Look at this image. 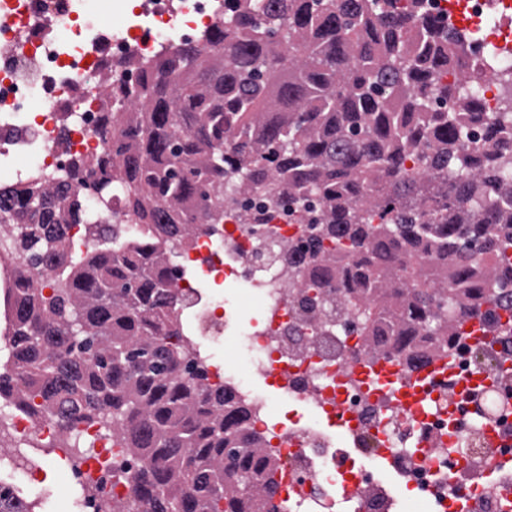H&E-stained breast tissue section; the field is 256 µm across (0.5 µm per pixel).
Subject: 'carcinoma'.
<instances>
[{
	"label": "carcinoma",
	"mask_w": 512,
	"mask_h": 512,
	"mask_svg": "<svg viewBox=\"0 0 512 512\" xmlns=\"http://www.w3.org/2000/svg\"><path fill=\"white\" fill-rule=\"evenodd\" d=\"M223 2L205 44L140 64L101 113L112 147L59 170L57 205L32 178L0 210L30 270L11 336L21 410L117 426L149 512H261L257 489L274 483L276 461L242 435L247 409L209 382L173 316L166 248L224 222V181L268 188L272 210L317 200L284 262L303 263L308 289L341 281L373 338L410 324L430 341L455 305L512 288V102L485 115L477 76L445 81L465 33L427 0ZM116 193L133 235L97 224ZM69 224L101 243L73 249ZM484 249L499 256L487 274ZM0 512L29 510L0 487Z\"/></svg>",
	"instance_id": "carcinoma-1"
}]
</instances>
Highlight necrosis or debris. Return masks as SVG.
I'll list each match as a JSON object with an SVG mask.
<instances>
[{"mask_svg": "<svg viewBox=\"0 0 512 512\" xmlns=\"http://www.w3.org/2000/svg\"><path fill=\"white\" fill-rule=\"evenodd\" d=\"M91 2L0 0V173L13 180L39 175L54 189L69 157L98 151L97 119L120 84L137 77L139 61L197 42L224 23L221 0H112L108 21ZM490 2L465 0L467 20L511 63L512 17L490 16ZM485 44L475 46L472 62L480 61ZM23 157L32 165L19 166ZM265 203L264 187L240 185L223 224L196 232L172 286L182 296L176 316L191 313L197 334L214 346L236 330L240 351L271 389L256 392L224 363L208 368L212 384L232 389L250 409L245 431L259 432L266 447L280 451L275 483L264 493L266 512H334L347 484L355 489L349 512H390L394 501L371 463L382 449L432 512H512L504 495L512 490V471L494 481L483 476L493 454L512 452V297L486 317L484 340L462 334L447 341L453 374L433 386L423 416H415L363 376L373 359L397 361L398 337L370 342L341 287L332 294V317H325L323 299L301 285V266L277 259L318 211L299 217L283 209L268 225L249 223ZM224 283L259 298L260 315L249 325L238 322L244 308L237 299L207 301V289ZM280 396L290 412L284 420L276 415ZM7 420L12 443L0 448V463L21 481L23 499L53 494L37 479L44 462L27 453L40 442L60 461L79 458L74 478L96 488L95 495L74 500L70 512H103L107 504L117 512H145L130 479L112 471L126 461L125 450L97 426L82 420L64 426L25 413ZM343 421L356 429L360 465L336 448Z\"/></svg>", "mask_w": 512, "mask_h": 512, "instance_id": "obj_1", "label": "necrosis or debris"}]
</instances>
